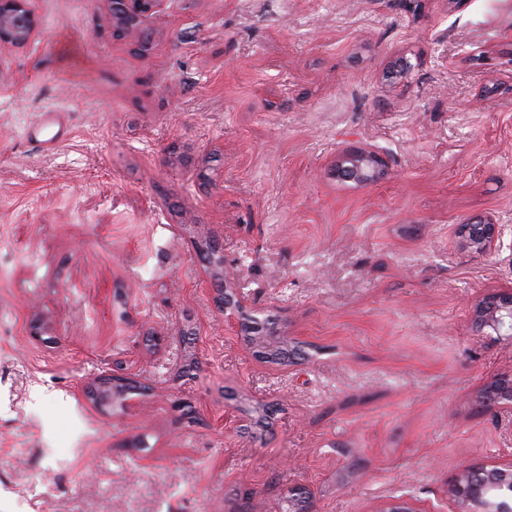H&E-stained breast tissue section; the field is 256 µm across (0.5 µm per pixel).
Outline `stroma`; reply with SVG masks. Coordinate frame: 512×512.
I'll list each match as a JSON object with an SVG mask.
<instances>
[{"label": "stroma", "mask_w": 512, "mask_h": 512, "mask_svg": "<svg viewBox=\"0 0 512 512\" xmlns=\"http://www.w3.org/2000/svg\"><path fill=\"white\" fill-rule=\"evenodd\" d=\"M29 6L0 47V512H451L459 468L512 461V409L474 400L512 341L471 326L512 289V0H167L145 45L106 0ZM347 146L385 179L338 181ZM474 216L492 255L455 244ZM209 234L304 358L225 325ZM119 364L149 390L107 414L85 389ZM39 20L27 0L0 1V45L24 47L38 34ZM454 235L458 247L468 253L491 255L502 236V227L489 217H473L456 224Z\"/></svg>", "instance_id": "1"}]
</instances>
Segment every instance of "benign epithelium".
Returning <instances> with one entry per match:
<instances>
[{"instance_id": "7a95c632", "label": "benign epithelium", "mask_w": 512, "mask_h": 512, "mask_svg": "<svg viewBox=\"0 0 512 512\" xmlns=\"http://www.w3.org/2000/svg\"><path fill=\"white\" fill-rule=\"evenodd\" d=\"M164 0H110L109 23L119 31L144 30L143 18L160 7ZM39 20L28 0H0V45L24 47L38 34ZM410 66L403 57L394 59L386 79L406 77ZM336 179L342 182L370 184L386 175V161L370 148L346 147L337 151L334 163ZM458 247L468 253L490 255L502 236L501 225L489 217H473L456 225ZM211 281L218 285L212 296L224 322H233L243 311L244 296L239 276L226 266L223 249L206 264ZM473 325L477 331H492L512 340V291L491 293L475 305ZM121 373L112 370L99 376L91 387L96 398L106 404L122 402L124 392L116 387ZM478 402L490 412L512 407V373H503L486 382L478 393ZM455 512H512V463L469 466L459 471L449 484ZM292 512H315L312 492L296 488L291 495Z\"/></svg>"}]
</instances>
